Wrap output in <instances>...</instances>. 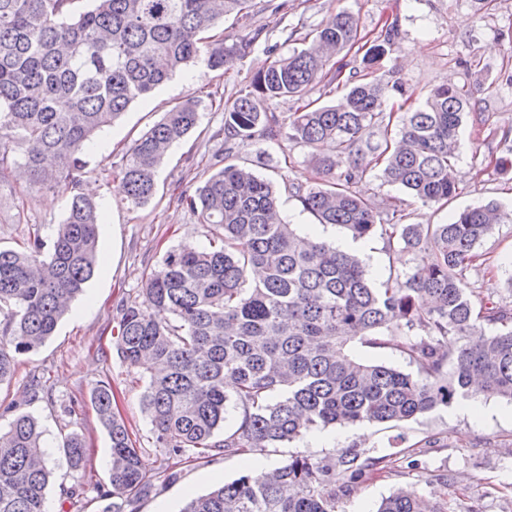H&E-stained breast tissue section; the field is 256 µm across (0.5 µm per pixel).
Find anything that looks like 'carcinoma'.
<instances>
[{
	"label": "carcinoma",
	"mask_w": 512,
	"mask_h": 512,
	"mask_svg": "<svg viewBox=\"0 0 512 512\" xmlns=\"http://www.w3.org/2000/svg\"><path fill=\"white\" fill-rule=\"evenodd\" d=\"M91 2L74 16L75 0H0V173L21 142L32 181L73 191L50 241L36 230L24 250L0 249V384L19 356L53 335L94 275L99 206L76 192L93 138L199 58L222 70L241 54L203 33L248 0ZM395 36L388 27L365 48L363 78L343 83L342 103L317 106L314 87L342 76L344 65L332 59L361 40L359 17L337 13L308 48L273 60L224 104V157L283 136L317 151L325 180L288 184L303 210L355 240L379 235L388 251L413 253L414 266L371 287L357 254L285 222L271 182L245 165L226 164L181 194L207 227L208 245L166 252L123 309L116 343L147 377L141 407L166 455L188 463L275 448L336 425L406 422L471 396L475 380L479 392L512 401V309L482 305L465 282L496 203L466 208L446 224H406L395 208L379 224L366 195L377 170L415 200L448 203L458 190L460 129L477 105L471 90L444 84L404 112L383 111L389 89L401 90L376 75ZM277 99L297 104L286 123L266 112ZM198 121L191 96L128 147L116 175L131 206L155 196L158 168ZM416 327L423 334H410ZM357 339L400 351L416 372L355 357L348 346ZM112 400L110 383L98 382L92 404L112 447V489L104 494L112 502L102 512H126L153 483ZM231 409L236 423L221 436ZM41 436L23 413L0 431V512H47L51 469ZM61 448L71 467L83 464L79 434L66 435ZM378 464L358 453L293 455L263 481L241 475L190 498L181 512H336V476L355 480ZM377 512L442 510L400 488Z\"/></svg>",
	"instance_id": "carcinoma-1"
}]
</instances>
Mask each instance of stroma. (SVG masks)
I'll return each mask as SVG.
<instances>
[{
    "mask_svg": "<svg viewBox=\"0 0 512 512\" xmlns=\"http://www.w3.org/2000/svg\"><path fill=\"white\" fill-rule=\"evenodd\" d=\"M251 0L241 12L217 26L225 45L246 44L227 70L205 63L186 66L153 94L135 100L121 119L91 143L81 189L93 196L105 214L99 224L98 263L84 292L77 296L55 333L38 350L20 358L10 380L0 384V428L14 415L34 416L49 448L53 474L46 494L48 512H101L103 490L110 487L111 442L91 405L98 381L109 382L113 407L125 420L139 450L142 469L155 484L138 500L136 512H180L190 497L210 491L253 467L274 468L291 455L315 460L355 450L381 458V468L348 483L336 495V512H376L381 500L407 487L432 498L445 512H512V402L482 397L493 409L472 418L462 402L438 406L417 419L389 424L336 425L323 434L233 456L190 463L167 458L155 447L152 426L140 397L147 379L116 354L121 313L138 296L145 276L164 252L180 244L205 245L207 229L178 199L179 190H194L224 152L222 100L234 99L253 74L272 58L304 48V37L337 12L358 16L361 33L375 40L382 28L398 30L381 69L384 81L402 84L391 93L386 109L399 111L404 93L424 98L439 85H468L479 100L462 129L456 163L458 195L445 208L422 204L398 186L371 176L367 194L379 216L403 209L409 224H443L470 205L497 202L512 212V0ZM196 97L200 122L176 143L157 175L154 198L145 206L129 205L114 192L111 166L172 104ZM238 162L271 179L278 191L282 217L302 232L333 244L352 243L363 258L372 287H380L391 270L408 271L413 256L392 257L379 236L352 241L343 229L317 224L288 190L290 182L316 181L311 148L281 140L260 152L241 149ZM67 196L10 172L0 179V248L15 249L33 231L51 238L66 216ZM478 258L466 271L468 288L486 302L512 308V223L495 224L475 248ZM42 388L33 391V380ZM79 433L86 461L70 468L60 447L64 435Z\"/></svg>",
    "mask_w": 512,
    "mask_h": 512,
    "instance_id": "35a3bbf8",
    "label": "stroma"
}]
</instances>
